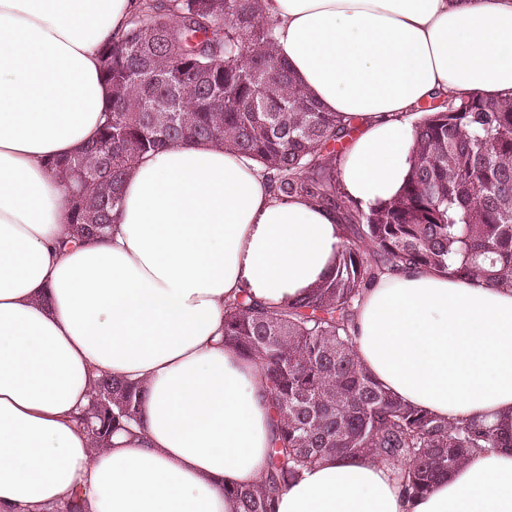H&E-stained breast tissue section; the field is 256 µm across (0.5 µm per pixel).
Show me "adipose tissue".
<instances>
[{
  "mask_svg": "<svg viewBox=\"0 0 512 512\" xmlns=\"http://www.w3.org/2000/svg\"><path fill=\"white\" fill-rule=\"evenodd\" d=\"M135 0H0V512H235L274 433L267 382L226 347L224 302L280 305L327 278L333 209L277 195L211 143L137 162L108 238L66 250L47 167L93 139L110 91L100 48ZM276 50L356 130L341 159L361 208L411 175L410 116L437 98L512 96V0H264ZM361 364L406 403L512 432V287L433 267L383 274L349 325ZM140 383L141 429L93 449V378ZM276 512H512V448H484L419 495L370 455L324 457Z\"/></svg>",
  "mask_w": 512,
  "mask_h": 512,
  "instance_id": "obj_1",
  "label": "adipose tissue"
}]
</instances>
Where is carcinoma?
Wrapping results in <instances>:
<instances>
[{"mask_svg": "<svg viewBox=\"0 0 512 512\" xmlns=\"http://www.w3.org/2000/svg\"><path fill=\"white\" fill-rule=\"evenodd\" d=\"M100 58L110 98L98 136L48 162L68 186L70 238L104 236L135 161L198 141L251 156L275 191L349 225L334 271L308 295L266 306L242 293L224 304V345L262 368L276 414L262 482L224 489L238 512H274L279 491L326 454L368 453L419 494L499 445L490 427L449 423L386 391L356 358L348 325L363 287L407 265L512 283V97L421 108L412 176L399 198L366 212L336 191L323 155L348 128L278 57L262 0H140ZM142 400L136 383L98 379L78 417L94 448L140 425Z\"/></svg>", "mask_w": 512, "mask_h": 512, "instance_id": "obj_1", "label": "carcinoma"}]
</instances>
